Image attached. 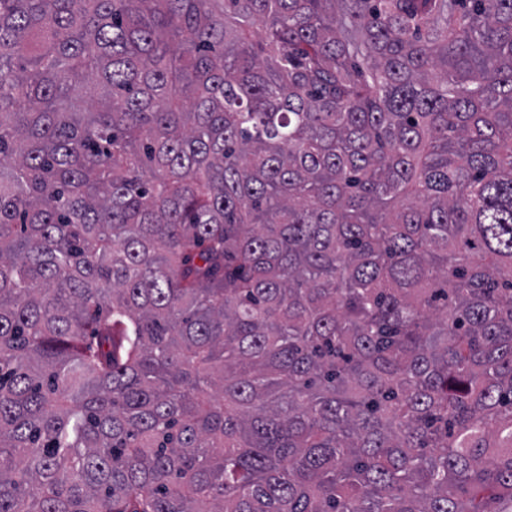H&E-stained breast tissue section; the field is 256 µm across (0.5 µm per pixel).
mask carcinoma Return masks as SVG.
Returning a JSON list of instances; mask_svg holds the SVG:
<instances>
[{"mask_svg":"<svg viewBox=\"0 0 512 512\" xmlns=\"http://www.w3.org/2000/svg\"><path fill=\"white\" fill-rule=\"evenodd\" d=\"M0 512H512V0H0Z\"/></svg>","mask_w":512,"mask_h":512,"instance_id":"1","label":"carcinoma"}]
</instances>
